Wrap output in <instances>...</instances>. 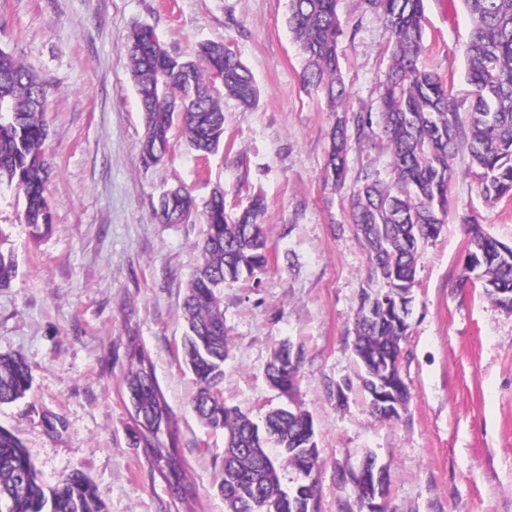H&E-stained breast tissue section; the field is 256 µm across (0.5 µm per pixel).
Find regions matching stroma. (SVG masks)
<instances>
[{"mask_svg": "<svg viewBox=\"0 0 512 512\" xmlns=\"http://www.w3.org/2000/svg\"><path fill=\"white\" fill-rule=\"evenodd\" d=\"M422 61L463 94L469 19L463 4L424 0ZM288 0H0V48L51 92L45 152L53 230L33 239L15 187L0 184V250L18 272L0 288V354L32 372L26 398L0 407V426L28 449L44 480L73 469L92 480L107 512H178L134 438L121 379L129 337L150 352L174 413L196 512H225L214 488L224 434L202 427L182 361V302L200 261L202 223L161 224L151 201L184 185L198 198L226 193L235 217L256 195L267 208L265 270L221 290L230 356L224 400L252 418L294 402L314 421L322 466L318 512L353 507L343 472L366 456L392 476L393 512H512V312L479 282L461 279L464 216L512 244V197L487 203L465 161H455L448 215L418 253L410 333L400 373L407 408L375 419L358 380L352 328L369 255L349 218L350 187L363 171L390 175L380 138L351 137L344 188L327 181L329 132L378 115L387 34L365 0H338L340 62L349 96L329 111L302 81L285 23ZM151 25L167 49L189 55L224 42L251 68L260 98L224 99V149L202 157L184 144L145 163L137 91L124 39ZM302 353L292 397L265 368L275 347Z\"/></svg>", "mask_w": 512, "mask_h": 512, "instance_id": "35a3bbf8", "label": "stroma"}]
</instances>
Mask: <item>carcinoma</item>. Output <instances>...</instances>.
Masks as SVG:
<instances>
[{
	"label": "carcinoma",
	"mask_w": 512,
	"mask_h": 512,
	"mask_svg": "<svg viewBox=\"0 0 512 512\" xmlns=\"http://www.w3.org/2000/svg\"><path fill=\"white\" fill-rule=\"evenodd\" d=\"M471 18L465 80L471 97L461 113L453 88L418 67L424 48V0H366L387 32L389 66L381 85L380 129L391 150V178L367 171L350 197V219L370 255L367 287L392 286L395 304L414 301L416 258L422 243L436 238L448 210L451 160L466 151L478 191L492 203L512 195V0H462ZM303 61L302 80L333 112L342 110L348 92L341 76L339 42L343 35L337 0H289L286 18ZM129 73L136 87L145 132L142 159L163 155L175 142L201 156L224 146L221 95L210 84L220 77L224 94L249 107L258 88L251 70L224 44L202 43L192 59L171 54L149 26L126 36ZM50 92L36 74L0 49V181L15 185L23 198L21 223L41 238L53 228L46 196L50 163L43 147L48 137ZM347 125L330 131L325 163L328 178H345ZM224 191L198 200L182 187L160 194L152 205L161 224L206 225L199 245L202 261L192 274L183 303L186 333L183 361L198 385L192 410L208 428L224 431V454L217 476L226 512H312L321 461L312 417L299 407H282L254 421L226 405L222 392L229 341L218 293L243 281L266 261V237L259 217L266 203L255 196L233 222L225 213ZM467 224L474 264L462 279H481L494 303L512 310V245L483 231L475 216ZM17 263L0 251V288L10 285ZM410 326L384 314L354 318L352 352L361 382L395 363ZM301 354L289 346L274 349L266 374L290 396L297 386ZM123 388L139 404L135 438L165 479L173 497L195 512L172 410L166 401L147 348L131 337ZM32 375L16 354H0V405L27 394ZM306 475L305 493L291 499L281 470ZM0 512H106L91 479L80 470L44 482L18 437L0 427Z\"/></svg>",
	"instance_id": "cac0c4a2"
}]
</instances>
